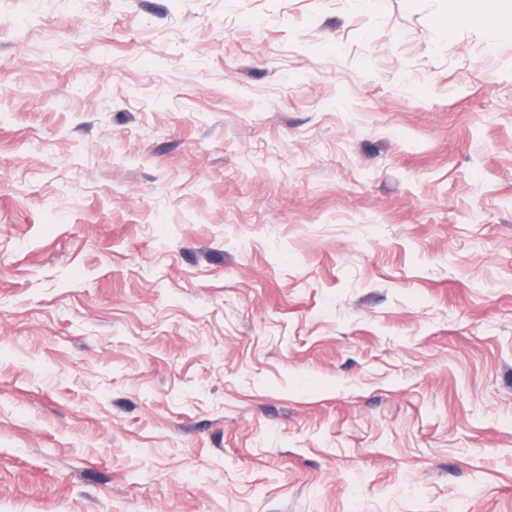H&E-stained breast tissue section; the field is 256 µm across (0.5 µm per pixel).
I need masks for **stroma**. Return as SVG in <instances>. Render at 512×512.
<instances>
[{"label": "stroma", "instance_id": "obj_1", "mask_svg": "<svg viewBox=\"0 0 512 512\" xmlns=\"http://www.w3.org/2000/svg\"><path fill=\"white\" fill-rule=\"evenodd\" d=\"M454 0H0V512H512V26Z\"/></svg>", "mask_w": 512, "mask_h": 512}]
</instances>
